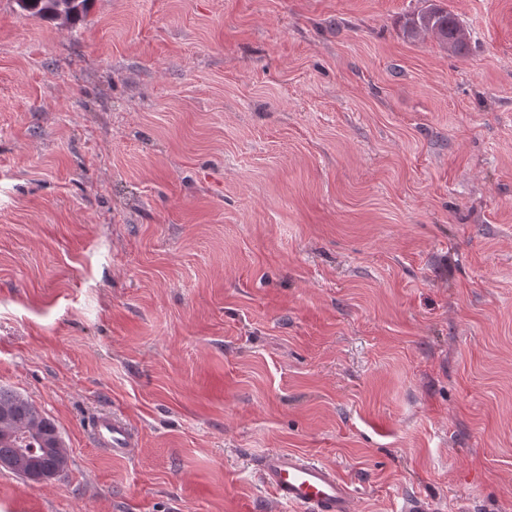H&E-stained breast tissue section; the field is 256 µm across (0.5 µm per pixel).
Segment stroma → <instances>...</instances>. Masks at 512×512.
<instances>
[{
    "label": "stroma",
    "instance_id": "35a3bbf8",
    "mask_svg": "<svg viewBox=\"0 0 512 512\" xmlns=\"http://www.w3.org/2000/svg\"><path fill=\"white\" fill-rule=\"evenodd\" d=\"M1 385L69 464L0 512H512V0H0ZM69 1H77L66 6ZM23 15L48 20H58L63 14L64 22L75 24L88 8L89 0H16ZM432 33L448 44V49L460 53L467 45V36L456 18L448 10L433 7L414 13L407 24V35L411 38L421 33ZM97 444L109 449L112 457L126 458L136 448V440L128 423L114 414L100 413L88 422ZM262 483L275 499L303 512H356L351 484L339 472L305 454L276 451L257 463Z\"/></svg>",
    "mask_w": 512,
    "mask_h": 512
}]
</instances>
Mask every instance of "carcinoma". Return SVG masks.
Masks as SVG:
<instances>
[{
  "label": "carcinoma",
  "instance_id": "cac0c4a2",
  "mask_svg": "<svg viewBox=\"0 0 512 512\" xmlns=\"http://www.w3.org/2000/svg\"><path fill=\"white\" fill-rule=\"evenodd\" d=\"M16 0L26 16L57 20L74 24L82 18L89 0ZM432 33L448 44V49L461 52L466 48L467 36L456 18L448 10L433 7L420 11L409 19L407 35L415 38L422 33ZM0 413L10 418V424L0 428V457L18 458L24 448L37 449L36 454L22 458V466L64 472L68 465L67 449L44 448L41 442L57 431L54 422L42 415L27 399L12 389L0 387Z\"/></svg>",
  "mask_w": 512,
  "mask_h": 512
}]
</instances>
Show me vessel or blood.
I'll return each mask as SVG.
<instances>
[{"mask_svg": "<svg viewBox=\"0 0 512 512\" xmlns=\"http://www.w3.org/2000/svg\"><path fill=\"white\" fill-rule=\"evenodd\" d=\"M89 427L95 442L109 449L113 457H128L136 446L130 426L116 415L98 414ZM257 470L278 502L300 512H356L350 483L336 469L305 454L270 452L260 457Z\"/></svg>", "mask_w": 512, "mask_h": 512, "instance_id": "vessel-or-blood-1", "label": "vessel or blood"}]
</instances>
